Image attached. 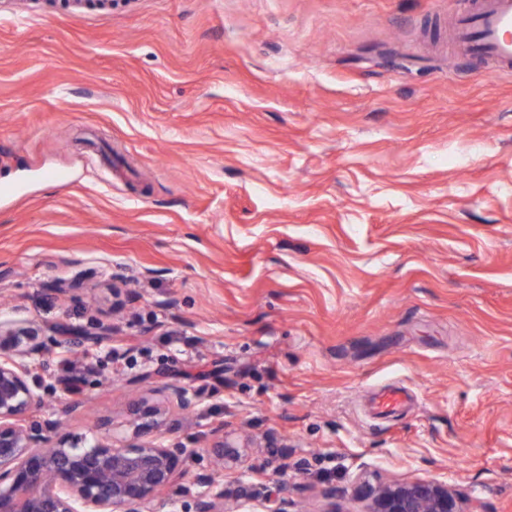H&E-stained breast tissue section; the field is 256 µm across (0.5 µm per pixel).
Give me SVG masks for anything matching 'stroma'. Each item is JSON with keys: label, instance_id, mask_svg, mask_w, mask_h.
I'll list each match as a JSON object with an SVG mask.
<instances>
[{"label": "stroma", "instance_id": "1", "mask_svg": "<svg viewBox=\"0 0 512 512\" xmlns=\"http://www.w3.org/2000/svg\"><path fill=\"white\" fill-rule=\"evenodd\" d=\"M0 11V318L112 324L39 420L129 435L131 378L199 397L166 444L360 512L361 475L512 512V70L457 0H67ZM71 283L58 294L52 286ZM130 366L111 376L107 352ZM405 387L397 413L373 392Z\"/></svg>", "mask_w": 512, "mask_h": 512}]
</instances>
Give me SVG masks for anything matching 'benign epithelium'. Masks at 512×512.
<instances>
[{
    "label": "benign epithelium",
    "instance_id": "obj_1",
    "mask_svg": "<svg viewBox=\"0 0 512 512\" xmlns=\"http://www.w3.org/2000/svg\"><path fill=\"white\" fill-rule=\"evenodd\" d=\"M64 334L70 347L97 345L112 336V327L0 320V512H144L172 488L193 500V512H224V470L242 461L247 445L214 428L207 450L215 470L190 486L179 483L185 449L157 440L171 429L174 412L194 405L178 384L167 385L154 403L130 406L132 443L111 438L105 421L98 425L100 439L87 448L53 439L52 422L31 421L44 407L38 370H47L43 357L60 347L57 337ZM357 494L362 512H467L456 491L438 481L364 480Z\"/></svg>",
    "mask_w": 512,
    "mask_h": 512
}]
</instances>
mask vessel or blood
<instances>
[{
	"label": "vessel or blood",
	"instance_id": "vessel-or-blood-1",
	"mask_svg": "<svg viewBox=\"0 0 512 512\" xmlns=\"http://www.w3.org/2000/svg\"><path fill=\"white\" fill-rule=\"evenodd\" d=\"M453 39L466 56L503 69L512 68V0H480L453 16ZM403 387L389 385L371 398L375 414L389 415L407 400Z\"/></svg>",
	"mask_w": 512,
	"mask_h": 512
}]
</instances>
